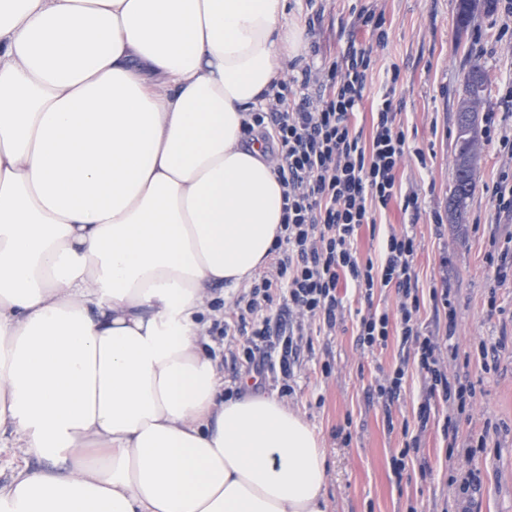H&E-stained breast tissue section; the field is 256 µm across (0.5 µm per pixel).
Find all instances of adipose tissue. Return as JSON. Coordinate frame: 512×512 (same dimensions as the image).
I'll list each match as a JSON object with an SVG mask.
<instances>
[{"label": "adipose tissue", "mask_w": 512, "mask_h": 512, "mask_svg": "<svg viewBox=\"0 0 512 512\" xmlns=\"http://www.w3.org/2000/svg\"><path fill=\"white\" fill-rule=\"evenodd\" d=\"M288 0H0V512H328L315 428L224 394L214 291L263 268L248 112ZM28 459L30 467L38 465L35 458L25 454V448H2L0 447V486L9 482L11 477L24 465Z\"/></svg>", "instance_id": "1"}]
</instances>
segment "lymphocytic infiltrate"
Masks as SVG:
<instances>
[{
    "label": "lymphocytic infiltrate",
    "mask_w": 512,
    "mask_h": 512,
    "mask_svg": "<svg viewBox=\"0 0 512 512\" xmlns=\"http://www.w3.org/2000/svg\"><path fill=\"white\" fill-rule=\"evenodd\" d=\"M374 65L371 49L348 42L327 69H302L300 76L279 83L268 110L249 113L246 132L277 159L282 231L268 270L237 297L231 317L246 337L242 360L255 383L288 379L304 352L308 328L335 329L344 317L340 291L355 288L368 303L359 317L357 346L372 352L385 348L392 336L399 343L400 357L376 396L383 404L393 402L410 368H417L423 378L417 421L423 429L432 401L462 404L474 390L448 379L444 356L453 350L447 334L454 329L449 291L435 286L422 291L414 267L422 205L418 194L404 190L398 171L406 155L422 164L426 154L409 144L397 77L380 85L370 134L355 122ZM394 204L405 219L403 229L387 235L378 257L362 255L360 228L380 224ZM380 288L394 289V308L373 305ZM278 298L283 304L275 312L271 306ZM428 299L444 312V334L422 327Z\"/></svg>",
    "instance_id": "f902f5d3"
}]
</instances>
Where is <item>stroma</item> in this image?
Returning a JSON list of instances; mask_svg holds the SVG:
<instances>
[{
  "label": "stroma",
  "mask_w": 512,
  "mask_h": 512,
  "mask_svg": "<svg viewBox=\"0 0 512 512\" xmlns=\"http://www.w3.org/2000/svg\"><path fill=\"white\" fill-rule=\"evenodd\" d=\"M457 0H288V26L300 37L292 75L330 64L348 40L372 46L376 59L357 126L371 129V109L387 68L397 67V96L409 140L424 149L426 165L407 156L399 169L404 189L416 192L422 214L416 226L420 247L415 268L423 288L447 282L455 309V358L449 377L475 387L464 411L433 404L426 429L417 425L419 374L409 376L390 411L369 396L383 371L398 358L396 340L367 352L355 342L356 312L365 302L348 290L343 321L332 335H313L290 380L292 394L267 382L265 394L282 397L315 427L327 451L328 512H512V276L498 281L487 262L492 245L512 237V220L495 210L489 186L512 158L486 143L478 166L479 189L463 221L448 210L453 171L458 93L469 56H478L486 77L482 112H494L512 128V103L504 93L512 83V14L496 8L478 15L465 30L456 23ZM381 15L388 32L385 46L373 47L368 33L353 29L358 13ZM502 339L495 359L484 360L480 344ZM461 415L455 448L442 434L445 415ZM497 435L489 447L477 441L486 429ZM419 435L416 466L402 477L392 472V458L409 435ZM427 463L428 477L418 466ZM480 484L466 491L469 473Z\"/></svg>",
  "instance_id": "obj_1"
}]
</instances>
